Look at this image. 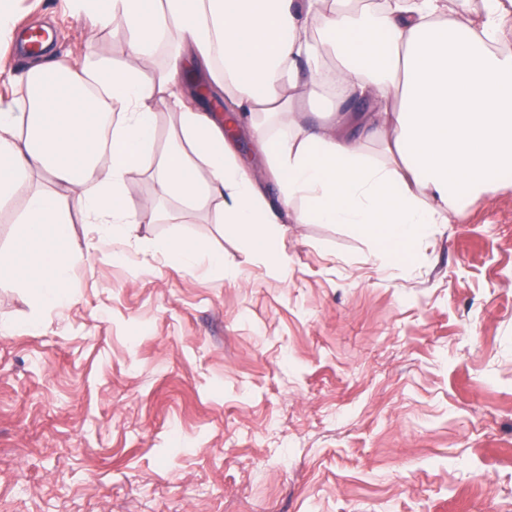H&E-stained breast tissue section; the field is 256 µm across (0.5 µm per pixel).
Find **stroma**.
<instances>
[{"label": "stroma", "mask_w": 512, "mask_h": 512, "mask_svg": "<svg viewBox=\"0 0 512 512\" xmlns=\"http://www.w3.org/2000/svg\"><path fill=\"white\" fill-rule=\"evenodd\" d=\"M13 12L74 68L127 56L68 0ZM25 63L0 43L1 98ZM140 233L43 317L0 282V512H512V176L401 259L347 224L282 225L284 275L205 214ZM154 254H160L190 269H199L206 262L209 266L221 267L224 265L223 254H210L205 258L198 245L180 237H170L151 245Z\"/></svg>", "instance_id": "obj_1"}]
</instances>
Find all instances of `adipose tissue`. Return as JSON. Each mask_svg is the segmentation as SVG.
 <instances>
[{"label":"adipose tissue","instance_id":"1","mask_svg":"<svg viewBox=\"0 0 512 512\" xmlns=\"http://www.w3.org/2000/svg\"><path fill=\"white\" fill-rule=\"evenodd\" d=\"M119 21L120 65L73 71L47 56L20 75L26 111L0 100V203L23 195L16 245L0 251V280L32 290L37 310L74 304L73 267L139 224L204 211L282 268L277 225L348 224L401 257L447 223L449 209L512 172V0H73ZM177 44L158 69L160 46ZM334 66L323 70L321 60ZM224 90L223 116L191 103L186 72ZM323 87L334 106L316 131L299 102ZM178 103V128L155 157V98ZM249 131L279 187L269 199L225 130ZM379 144L383 160L370 157ZM155 179L178 209L130 197L132 173ZM71 188L69 201L32 187L35 175ZM93 235L72 243L65 210ZM153 253L190 269L224 257L171 237Z\"/></svg>","mask_w":512,"mask_h":512}]
</instances>
